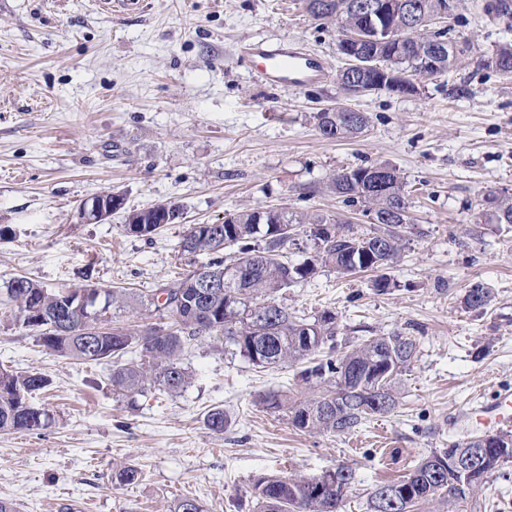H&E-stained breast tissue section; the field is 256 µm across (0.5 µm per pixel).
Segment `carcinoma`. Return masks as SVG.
I'll use <instances>...</instances> for the list:
<instances>
[{
  "label": "carcinoma",
  "instance_id": "carcinoma-1",
  "mask_svg": "<svg viewBox=\"0 0 512 512\" xmlns=\"http://www.w3.org/2000/svg\"><path fill=\"white\" fill-rule=\"evenodd\" d=\"M365 0H305L307 13L340 29L359 27L363 18L359 5ZM447 51L436 55L439 39ZM364 54L378 62L384 72L368 71L363 77L372 84L387 74L410 71L432 79L462 63L467 49L438 33H417L397 51L365 42ZM494 69L512 76V43L494 51ZM320 133L328 139H351L369 126V117L351 108H330L314 113ZM328 188L350 206L381 215L395 203L410 204L406 183L397 168L375 163L345 169L334 175ZM181 207L164 203L133 210L122 225L146 229L136 236L149 239L164 224H176ZM477 224H512V195L488 193L476 213ZM307 227L312 249L303 261L292 264L284 251L295 243V235ZM407 242L399 224L373 223L366 230L343 224L323 214L283 209L243 208L228 213L219 224H192L181 241L186 255L205 253L203 274L224 282L222 288L200 290L197 270L172 284L165 303L152 294L158 322L144 331L105 327L86 334L87 310H76L78 288L49 291L25 277L13 279L6 288L7 301L16 307V323L36 333L41 345L59 356L86 363L112 365V388L133 400L154 388L176 395L190 383L191 375L181 355L191 342L208 336L225 340L236 353L260 369L304 363L300 378L312 394L291 397L270 392L259 404L276 413L288 414L291 424L303 431L346 434L359 429L373 417L390 414L399 403L398 376L409 369L417 355V340L400 331L371 336L347 351L337 352L336 313L323 310L298 318L281 304L278 295L293 284L314 277L323 267L340 275L375 271L373 288L383 294L390 280L383 270L398 260ZM100 291L99 312L105 317L112 309L135 305L125 288L93 286ZM464 304L483 309L491 304V291L480 283L465 292ZM49 385L46 375L18 374L0 370V431L40 430L52 423L51 414L32 404V395ZM207 427L224 431L228 419L221 408L205 416ZM484 449L480 464L463 474L452 460L464 454L458 442L422 459L397 482L384 484L368 494V512H382L385 495H397L401 506L390 512H414V508L435 497L448 503V512L470 500L501 463L512 458V436L486 435L474 444ZM355 484L354 471L340 464L319 475L261 477L253 484L256 512H338Z\"/></svg>",
  "mask_w": 512,
  "mask_h": 512
}]
</instances>
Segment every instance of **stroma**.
<instances>
[{"mask_svg": "<svg viewBox=\"0 0 512 512\" xmlns=\"http://www.w3.org/2000/svg\"><path fill=\"white\" fill-rule=\"evenodd\" d=\"M117 15L92 0H0V295L26 277L58 290L98 283L139 294L172 282L204 254L183 255L190 225L222 222L243 207L332 215L365 229L357 206L326 187L341 170L396 165L417 231L377 293L372 273L324 268L282 296L289 312L335 310L344 347L397 330L418 342L400 377L399 405L350 435L295 429L259 406L269 392L300 395L293 366L253 367L222 342L199 340L183 356L192 375L180 394L113 392L111 366L61 357L18 326L0 304V368L51 381L34 402L53 415L38 431L0 432V499L16 512H170L180 498L203 512H252V487L291 472L310 477L350 465L355 486L340 512H367L369 492L433 451L482 434L469 414L512 388V226L476 224L482 197L512 189V77L487 67L512 42V15L490 0H459L451 40L461 65L416 93L343 100L335 26L302 0H148ZM296 41L319 54L325 78L271 88L237 57L240 45ZM347 102L370 121L354 139L318 130L320 108ZM117 191L124 212L100 224L81 204ZM179 204L181 223L152 239L125 235V211ZM494 294L486 310L463 303L466 287ZM223 408L224 431L205 413ZM127 466L138 481L117 479ZM463 512H512V461Z\"/></svg>", "mask_w": 512, "mask_h": 512, "instance_id": "1", "label": "stroma"}]
</instances>
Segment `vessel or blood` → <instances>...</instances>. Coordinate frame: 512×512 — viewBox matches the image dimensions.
<instances>
[{"label": "vessel or blood", "mask_w": 512, "mask_h": 512, "mask_svg": "<svg viewBox=\"0 0 512 512\" xmlns=\"http://www.w3.org/2000/svg\"><path fill=\"white\" fill-rule=\"evenodd\" d=\"M240 56L244 63L255 65L263 82L273 86L302 88L321 79L325 72L320 56L295 44L271 47L250 42L242 46ZM476 419L497 433L512 430V389L499 390L492 402L478 409Z\"/></svg>", "instance_id": "b4317fda"}]
</instances>
